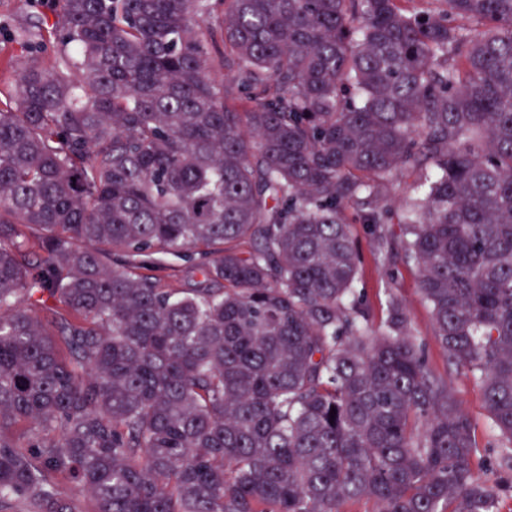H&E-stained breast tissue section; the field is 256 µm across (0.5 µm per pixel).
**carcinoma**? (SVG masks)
<instances>
[{
    "mask_svg": "<svg viewBox=\"0 0 512 512\" xmlns=\"http://www.w3.org/2000/svg\"><path fill=\"white\" fill-rule=\"evenodd\" d=\"M59 0L0 99V512H498L393 243L512 447V0ZM183 257L186 284L155 274ZM52 311V323L40 316ZM336 410L335 417L330 411ZM417 183L416 175L405 174L391 187L390 197L396 215L401 213L410 199L418 195ZM350 228L361 255L357 288L367 303L374 327L385 318L391 298L397 297L406 308L413 335L425 346L432 372L448 385L475 426L478 474L489 481L510 477V474L512 477V470L504 460L506 451L497 448L496 437L490 429L481 390L462 369L448 360L437 341L430 311L421 296L416 263L405 259L401 253L380 255L366 224H352Z\"/></svg>",
    "mask_w": 512,
    "mask_h": 512,
    "instance_id": "1",
    "label": "carcinoma"
}]
</instances>
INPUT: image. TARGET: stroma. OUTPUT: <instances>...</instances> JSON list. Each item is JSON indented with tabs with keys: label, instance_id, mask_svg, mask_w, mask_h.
<instances>
[{
	"label": "stroma",
	"instance_id": "35a3bbf8",
	"mask_svg": "<svg viewBox=\"0 0 512 512\" xmlns=\"http://www.w3.org/2000/svg\"><path fill=\"white\" fill-rule=\"evenodd\" d=\"M25 17L26 12L19 0H0L1 91L13 84L18 69L17 63L9 62V53L4 46L12 31ZM351 231L361 255L357 288L367 303L372 323L377 325L382 322L391 298H398L402 302L413 335L426 349L432 372L455 394L475 426L479 447L478 474L490 481L512 475V469L507 467L504 460L505 451L498 448L497 440L490 429L481 390L462 369L448 360L437 341L430 311L421 296L416 263L400 254H379L366 225H352Z\"/></svg>",
	"mask_w": 512,
	"mask_h": 512
}]
</instances>
